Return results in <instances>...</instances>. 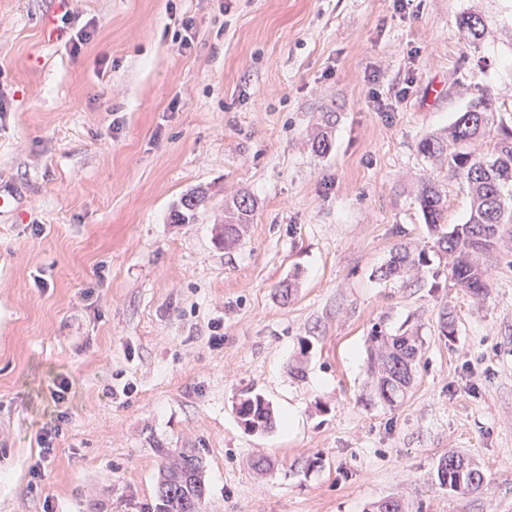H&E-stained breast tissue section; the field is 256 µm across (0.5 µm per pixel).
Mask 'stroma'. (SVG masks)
<instances>
[{"label":"stroma","mask_w":512,"mask_h":512,"mask_svg":"<svg viewBox=\"0 0 512 512\" xmlns=\"http://www.w3.org/2000/svg\"><path fill=\"white\" fill-rule=\"evenodd\" d=\"M66 12L90 27L77 52L47 25ZM480 96L512 127V0H0V512H154L182 448L205 466L203 512H512V224L475 296L417 203L434 176L448 224L466 221V185L419 144ZM199 188L206 209L172 223ZM243 192L253 222L218 246ZM400 244L425 261L383 278ZM375 327L421 343L395 407L373 395ZM61 376L70 419L43 461ZM247 392L272 430L241 426ZM451 452L484 487L439 486ZM461 35L468 47L478 48L487 30L486 20L478 13H467L460 21Z\"/></svg>","instance_id":"1"}]
</instances>
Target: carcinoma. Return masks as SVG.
Instances as JSON below:
<instances>
[{
  "instance_id": "1",
  "label": "carcinoma",
  "mask_w": 512,
  "mask_h": 512,
  "mask_svg": "<svg viewBox=\"0 0 512 512\" xmlns=\"http://www.w3.org/2000/svg\"><path fill=\"white\" fill-rule=\"evenodd\" d=\"M461 35L468 47L478 48L487 30L486 20L478 13H467L460 21ZM420 152L429 159L448 165V175L465 183L470 194V211L465 223L456 224L448 232L441 231L444 223L445 196L433 176L422 179L418 205L424 221L439 232L438 247L448 258L447 266L454 284L479 296L487 291L484 270L476 264L478 253L491 250L500 226L512 224V128L504 125L499 108L487 97L470 102L458 114L444 136L431 135L420 142ZM189 203H181L171 220L184 224L197 210L206 206L209 193L198 191L188 195ZM255 201L248 193L224 206V223L217 225L215 240L231 248L240 240L247 224L251 223ZM424 254H414L398 247L382 275L400 276L411 266L423 261ZM370 370L374 391L379 401L395 406L404 398L413 377L409 369L418 356L415 336H388L374 330L370 337ZM244 429L259 428L263 432L274 427L275 417L270 403L258 393L243 396L237 409ZM455 454L444 456L436 474L439 480L455 492L475 490L484 483L479 467L462 474L450 465ZM202 458L191 450H181L160 472L155 512H202L205 485L202 480Z\"/></svg>"
}]
</instances>
